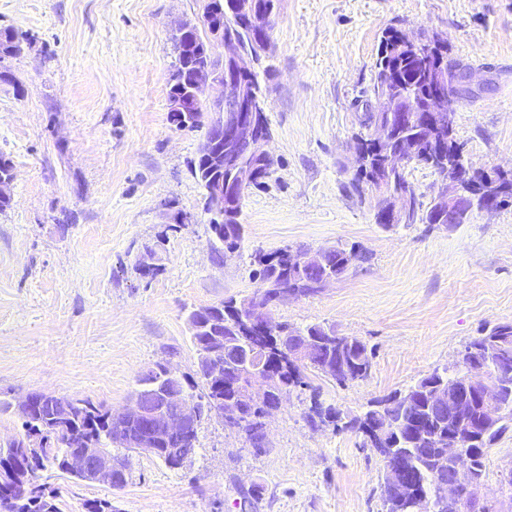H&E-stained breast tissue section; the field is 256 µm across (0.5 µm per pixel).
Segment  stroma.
Instances as JSON below:
<instances>
[{
	"label": "stroma",
	"instance_id": "35a3bbf8",
	"mask_svg": "<svg viewBox=\"0 0 512 512\" xmlns=\"http://www.w3.org/2000/svg\"><path fill=\"white\" fill-rule=\"evenodd\" d=\"M201 0H0V31L28 38L0 63V157L14 182L0 209V440L22 433L12 404L30 392L118 412L158 363L194 374L188 314L252 294L254 255L360 244L347 278L273 310L275 321L334 326L373 353L367 379L310 374L266 420L263 451L222 419L198 428L172 469L128 453L127 484L54 469L60 512L110 500L116 512H384L383 462L349 430L311 429V393L345 414L453 366L483 328L512 323V204L442 228L383 229L350 188L352 147L383 32L436 34L469 68L455 136L478 170L512 169V0H280L264 83L274 164L249 189L236 253L216 258L190 172L204 129L170 120L172 27ZM512 432L489 448L480 493L512 512Z\"/></svg>",
	"mask_w": 512,
	"mask_h": 512
}]
</instances>
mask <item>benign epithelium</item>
<instances>
[{"mask_svg": "<svg viewBox=\"0 0 512 512\" xmlns=\"http://www.w3.org/2000/svg\"><path fill=\"white\" fill-rule=\"evenodd\" d=\"M236 8L246 14L256 29L257 38L249 49L241 47L234 35L224 29V0H203L202 10L193 21H182L173 35L183 38L199 31L208 30V53H219L222 63L217 68H198L184 83L192 90L199 110L209 96L219 95L212 101L209 127L217 142L224 145V171L226 180L206 189L205 204L215 224L224 223V194L234 190L244 194L257 175L256 163L271 167L268 144L271 131L265 120L266 97L248 84L246 77L256 68V57L264 56L271 46L272 17L261 16L257 0H234ZM456 112V96L450 86L440 83L434 87L429 112L421 114L414 106L401 112H384L373 109L368 122L369 133L354 142L356 172L367 175L368 192L375 199V221L386 224H406L413 205L410 192L394 185L395 171L404 167L418 150L409 147L393 153L386 148L391 129L425 122L430 128L446 126L453 130ZM437 151L448 153V162L435 165L443 182L442 190L435 196L432 207L448 215L442 226L461 224L475 206L490 213L498 209L502 195L512 192V170L493 173L472 169L464 159L459 144L448 137L434 143ZM295 298L292 293L276 291L273 283L266 282L260 290L244 298L238 306L246 327L259 343L251 353L250 366L244 368L238 381L243 399L253 408L270 415L277 411L288 391L281 383L285 368L307 364L311 360V346L316 339L307 337L295 345L283 336L272 316V308ZM161 384L145 388L138 386L131 405L118 413H109L112 433L105 445H94L80 435L57 431L65 435V441L78 448L65 457L67 471L84 481L110 488H119L126 479L123 458L113 453L121 448L140 454L155 456L166 453L174 466L181 468L191 461L193 448H175L173 444L195 430L207 418L216 416L235 419L224 413L219 406L203 408L187 397L183 391V377L170 367H165ZM504 374L487 368L474 369L468 383L478 389L486 406V416L495 418L498 399L503 387ZM460 383L450 375L436 392L434 408L440 412H454L457 408ZM39 401L51 412V425L72 418L79 404L71 398L29 393L16 401L19 415L28 414L31 404ZM46 439H36L25 449V457L18 460L16 468L28 473L40 469L47 455ZM440 448L437 464L432 467L435 493L431 499H423L419 512H433L435 506L444 505L456 498L460 486H465L468 497L475 503L482 502L479 490L481 482L468 479L470 460L462 453L460 438L453 441L436 440ZM454 476L445 477L448 467ZM417 467L399 457L392 461L385 473L382 494L391 502H412L416 498L415 482Z\"/></svg>", "mask_w": 512, "mask_h": 512, "instance_id": "1", "label": "benign epithelium"}]
</instances>
